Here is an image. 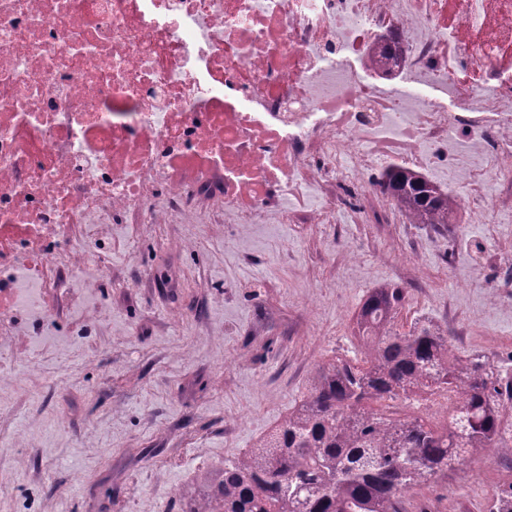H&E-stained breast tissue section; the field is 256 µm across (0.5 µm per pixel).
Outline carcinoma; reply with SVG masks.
<instances>
[{"mask_svg":"<svg viewBox=\"0 0 512 512\" xmlns=\"http://www.w3.org/2000/svg\"><path fill=\"white\" fill-rule=\"evenodd\" d=\"M401 52L394 38L375 43L372 70L392 72ZM382 183L410 223H451L456 197L421 174L392 165ZM402 298L398 288L372 292L357 319L361 359L322 367L310 395L245 456L224 460L186 512H402L407 491L473 452L512 449V368L455 355L427 318L398 324ZM420 392L454 398L445 426L387 413ZM487 512H512V483L494 491Z\"/></svg>","mask_w":512,"mask_h":512,"instance_id":"1","label":"carcinoma"}]
</instances>
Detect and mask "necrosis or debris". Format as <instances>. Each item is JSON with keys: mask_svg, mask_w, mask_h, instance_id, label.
<instances>
[{"mask_svg": "<svg viewBox=\"0 0 512 512\" xmlns=\"http://www.w3.org/2000/svg\"><path fill=\"white\" fill-rule=\"evenodd\" d=\"M394 33L421 79L481 71L479 108L323 64ZM452 132L478 154L475 200L492 174L512 203V0H0V327L40 315L47 261L105 259L71 225L164 224L200 199L223 203L216 224H326L340 205L389 224L374 174L447 160Z\"/></svg>", "mask_w": 512, "mask_h": 512, "instance_id": "obj_1", "label": "necrosis or debris"}]
</instances>
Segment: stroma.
I'll use <instances>...</instances> for the list:
<instances>
[{
	"label": "stroma",
	"mask_w": 512,
	"mask_h": 512,
	"mask_svg": "<svg viewBox=\"0 0 512 512\" xmlns=\"http://www.w3.org/2000/svg\"><path fill=\"white\" fill-rule=\"evenodd\" d=\"M457 103L442 85L379 82ZM428 179L449 225L116 224L84 303L45 294L44 321L0 340V512H182L310 393L361 356L356 318L392 285L400 318L447 330L456 355L512 358V210L475 208L462 173ZM512 450L484 448L405 493L404 512H485Z\"/></svg>",
	"instance_id": "1"
}]
</instances>
